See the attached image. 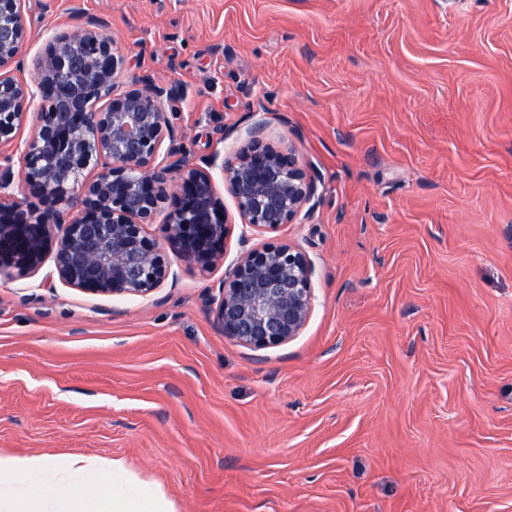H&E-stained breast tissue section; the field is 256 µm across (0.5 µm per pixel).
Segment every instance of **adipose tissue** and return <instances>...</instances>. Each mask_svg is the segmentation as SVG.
<instances>
[{"mask_svg": "<svg viewBox=\"0 0 512 512\" xmlns=\"http://www.w3.org/2000/svg\"><path fill=\"white\" fill-rule=\"evenodd\" d=\"M0 512H174L119 459L0 452Z\"/></svg>", "mask_w": 512, "mask_h": 512, "instance_id": "1", "label": "adipose tissue"}]
</instances>
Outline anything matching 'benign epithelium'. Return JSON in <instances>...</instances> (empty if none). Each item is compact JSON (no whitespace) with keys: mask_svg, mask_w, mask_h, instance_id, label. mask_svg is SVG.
<instances>
[{"mask_svg":"<svg viewBox=\"0 0 512 512\" xmlns=\"http://www.w3.org/2000/svg\"><path fill=\"white\" fill-rule=\"evenodd\" d=\"M24 0H0V149L16 143L35 97L34 134L19 147L24 182L39 208L9 191L13 155L0 164V276L24 277L52 255L58 279L83 292L147 298L170 276L167 252L202 269L224 262L228 224L209 168L168 161L178 149L166 87L127 68L96 20L58 33L37 62L34 84L13 73L27 41ZM166 155H161L164 142ZM242 224L264 233L296 221L318 178L258 126L221 161ZM171 203L160 235L148 231ZM312 262L289 243L265 244L233 265L220 287L222 334L260 350L298 336L313 308Z\"/></svg>","mask_w":512,"mask_h":512,"instance_id":"1","label":"benign epithelium"}]
</instances>
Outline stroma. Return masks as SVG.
<instances>
[{"label": "stroma", "instance_id": "obj_1", "mask_svg": "<svg viewBox=\"0 0 512 512\" xmlns=\"http://www.w3.org/2000/svg\"><path fill=\"white\" fill-rule=\"evenodd\" d=\"M27 79L101 22L165 83L181 160L263 126L319 198L150 297L0 279V452L117 457L175 512H512V0H25ZM288 242L311 316L250 349L227 268Z\"/></svg>", "mask_w": 512, "mask_h": 512}]
</instances>
